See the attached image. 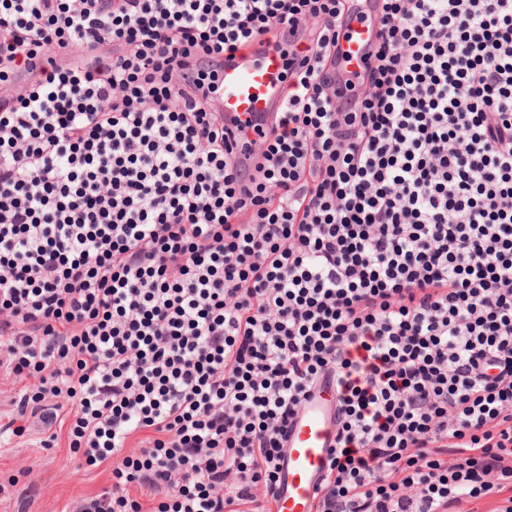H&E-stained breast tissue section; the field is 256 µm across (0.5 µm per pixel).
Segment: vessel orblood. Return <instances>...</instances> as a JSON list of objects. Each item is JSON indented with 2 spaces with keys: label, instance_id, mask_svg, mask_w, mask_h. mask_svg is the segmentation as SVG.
Here are the masks:
<instances>
[{
  "label": "vessel or blood",
  "instance_id": "obj_1",
  "mask_svg": "<svg viewBox=\"0 0 512 512\" xmlns=\"http://www.w3.org/2000/svg\"><path fill=\"white\" fill-rule=\"evenodd\" d=\"M375 38L374 30L350 20L340 37L348 70H357ZM287 59L272 42L253 46L225 61L217 102L226 117L243 121L270 117L283 105L281 79ZM336 388L318 386L288 425L280 460L277 512H313L319 477L335 435Z\"/></svg>",
  "mask_w": 512,
  "mask_h": 512
}]
</instances>
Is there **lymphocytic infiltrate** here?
<instances>
[{"label": "lymphocytic infiltrate", "mask_w": 512, "mask_h": 512, "mask_svg": "<svg viewBox=\"0 0 512 512\" xmlns=\"http://www.w3.org/2000/svg\"><path fill=\"white\" fill-rule=\"evenodd\" d=\"M0 0V443L76 512H268L326 376L316 512H512V0ZM274 39L270 127L216 64ZM343 33L340 36L341 55L346 59L342 58V63L346 64L349 71L358 70L361 59L368 53L375 39L376 31L352 18ZM32 438H16L15 448H2V453L0 449V484L19 478L13 495L0 497V512H17L20 504L26 512H75L82 497L108 486L109 473L103 468L88 472L75 467L65 437L49 451L31 446ZM23 467L30 469L26 477L18 473ZM31 482L34 486L29 487Z\"/></svg>", "instance_id": "obj_1"}]
</instances>
